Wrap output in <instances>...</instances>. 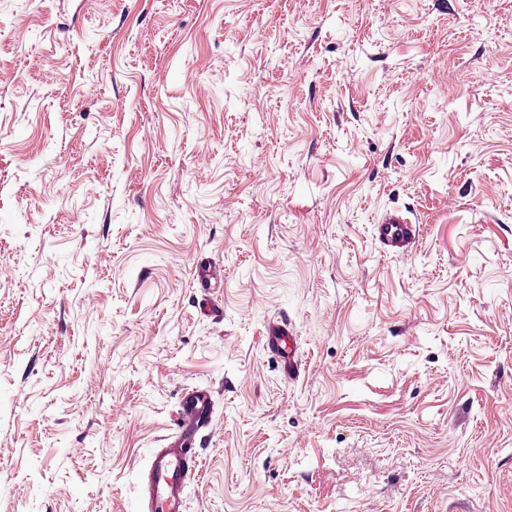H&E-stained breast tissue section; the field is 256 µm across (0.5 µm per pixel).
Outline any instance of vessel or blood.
Segmentation results:
<instances>
[{
	"instance_id": "b4317fda",
	"label": "vessel or blood",
	"mask_w": 512,
	"mask_h": 512,
	"mask_svg": "<svg viewBox=\"0 0 512 512\" xmlns=\"http://www.w3.org/2000/svg\"><path fill=\"white\" fill-rule=\"evenodd\" d=\"M379 242L387 247L403 248L412 243L418 230L398 216H385L375 227ZM272 356L283 361L289 375H297L302 365L293 323L287 315L273 318L265 338ZM213 405L203 392L182 394L180 408L170 435L150 449L148 465L141 485L144 512H184L185 491L198 480L202 465L201 447L210 434Z\"/></svg>"
}]
</instances>
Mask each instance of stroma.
<instances>
[{
	"mask_svg": "<svg viewBox=\"0 0 512 512\" xmlns=\"http://www.w3.org/2000/svg\"><path fill=\"white\" fill-rule=\"evenodd\" d=\"M195 388L186 512H512V0H0V512H140ZM376 237L379 242L392 248H403L412 243L419 228L414 224H404L398 216L387 215L381 224H376ZM265 347L268 353L284 362L285 368L288 367V376L299 374L302 360L293 323L291 319L288 320V315L279 314L273 318L265 336Z\"/></svg>",
	"mask_w": 512,
	"mask_h": 512,
	"instance_id": "stroma-1",
	"label": "stroma"
}]
</instances>
